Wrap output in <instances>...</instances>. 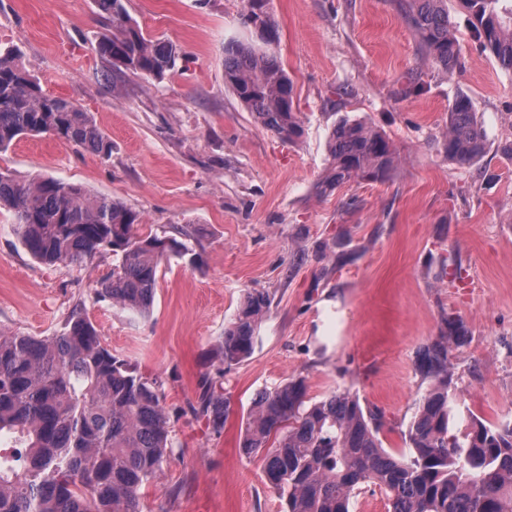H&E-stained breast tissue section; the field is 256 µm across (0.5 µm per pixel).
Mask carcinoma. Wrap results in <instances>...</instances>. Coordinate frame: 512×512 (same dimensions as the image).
<instances>
[{
	"label": "carcinoma",
	"instance_id": "1",
	"mask_svg": "<svg viewBox=\"0 0 512 512\" xmlns=\"http://www.w3.org/2000/svg\"><path fill=\"white\" fill-rule=\"evenodd\" d=\"M425 52L444 75L461 65V49L447 0H398ZM472 17L481 50L512 70V0H459ZM112 34L96 42L112 70V92L127 74L161 80L178 67L176 44L144 34L125 0H95ZM268 0H246L245 23L267 43L277 39ZM224 82L270 132L294 141L303 135L293 85L277 61L253 46L226 48ZM51 135L102 158L112 143L87 112L47 94L17 51L0 49V153L24 136ZM483 126L471 99L448 106L445 150L460 164L485 152ZM398 164L388 138L344 115L328 141L326 191L355 179L383 180ZM32 258L80 265L112 252V274L95 289L132 315H150L157 271L171 256L199 260L193 227L174 236L142 235L140 217L123 203L90 194L51 176L27 181L0 170V207ZM268 295L250 292L224 327V362L254 350ZM421 348L416 370L429 381L403 439L407 449L383 447L381 412L362 406L350 390L307 395L291 378L257 394L249 410L243 455L260 458L282 512H351L367 488L385 496L388 512H512V419L491 423L462 403L448 361L449 342L465 339L461 322ZM219 381L204 380L200 412L216 432L229 410ZM21 450L0 457V512H141L142 490L174 454L163 407V382L145 376L103 346L85 309H74L60 333L39 338L0 332V436Z\"/></svg>",
	"mask_w": 512,
	"mask_h": 512
}]
</instances>
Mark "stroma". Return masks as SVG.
I'll list each match as a JSON object with an SVG mask.
<instances>
[{"label": "stroma", "mask_w": 512, "mask_h": 512, "mask_svg": "<svg viewBox=\"0 0 512 512\" xmlns=\"http://www.w3.org/2000/svg\"><path fill=\"white\" fill-rule=\"evenodd\" d=\"M144 32L184 59L163 80L127 75L106 87L94 50L107 30L94 0H0V46L17 49L43 90L89 114L112 143L109 159L49 135L25 136L0 168L81 184L140 213L145 234L198 228L199 265L158 270L149 318L94 291L111 252L85 263L33 259L0 210V331L52 336L83 307L102 343L137 371L161 377L176 446L143 512H280L261 460L240 435L256 395L304 378L309 397L337 387L381 410L386 450L429 388L420 349L458 318L451 344L457 394L490 422L512 418V71L481 52L468 14L448 0L462 66L426 61L397 0H271L279 39L266 46L293 81L304 134L266 130L224 82V48L258 44L245 0H127ZM425 91L406 94L412 73ZM468 96L486 132L473 165L449 161L448 105ZM375 125L395 146L388 180L318 184L341 116ZM271 306L252 355L228 365L225 326L246 293ZM223 376L228 418L214 432L197 413L201 383Z\"/></svg>", "instance_id": "stroma-1"}]
</instances>
